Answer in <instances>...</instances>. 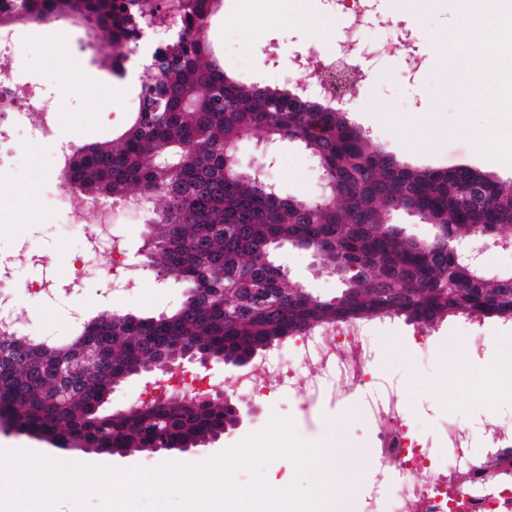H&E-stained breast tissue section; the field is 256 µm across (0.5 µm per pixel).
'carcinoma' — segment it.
Wrapping results in <instances>:
<instances>
[{
    "mask_svg": "<svg viewBox=\"0 0 512 512\" xmlns=\"http://www.w3.org/2000/svg\"><path fill=\"white\" fill-rule=\"evenodd\" d=\"M215 0H186L197 27L174 31L147 66L130 125L112 142L75 144L65 176L80 193L149 205L158 232L142 241L156 279L185 289L156 317L102 310L68 343L0 336V399L12 404L15 430L62 448H180L234 423L230 410L200 404H153L121 419L103 410L114 386L146 362L169 359L174 342L253 356L284 338L321 326L402 317L431 328L446 317L512 324V274L489 277L436 246L488 231L512 242V182L471 167L411 169L376 148L332 102L294 89L244 83L209 56L202 32ZM81 18L107 31L110 70L135 44L145 14L135 0H23L19 19ZM247 134L306 151L324 182L312 200L281 194L265 175L243 171L236 148ZM427 212L431 237L389 224L393 211ZM320 245L323 268L344 285L331 298L290 282L275 249ZM270 291L279 301L243 308L241 291ZM96 338L100 359L80 353ZM66 376L59 377V370Z\"/></svg>",
    "mask_w": 512,
    "mask_h": 512,
    "instance_id": "obj_1",
    "label": "carcinoma"
}]
</instances>
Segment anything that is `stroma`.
Returning <instances> with one entry per match:
<instances>
[{
	"mask_svg": "<svg viewBox=\"0 0 512 512\" xmlns=\"http://www.w3.org/2000/svg\"><path fill=\"white\" fill-rule=\"evenodd\" d=\"M395 27L409 30L412 46L420 53L443 37L453 55L470 50L457 26L452 0H427L423 6L409 10L400 8L397 0H377L360 35L367 54L357 60L358 66L373 73L375 80L359 90L356 107L346 113L349 122L402 165L443 169L467 166L511 180L512 158L502 155L500 148L512 143V102L502 101L493 111L486 100L476 99L468 109H461L457 98L445 94L427 71L408 74L402 55L383 52ZM205 37L225 71L243 81L269 86L273 78L256 65L266 46L277 45L284 57L310 51L327 59L336 52L334 45L309 27L298 0H220L205 25ZM109 51L104 33L80 19L42 27L39 34L21 45L31 82L52 101L60 116V130L71 141L109 142L130 122L136 83L113 79ZM463 122L482 131V146L457 134ZM41 150V145L33 141L16 142L7 165L0 170V254L11 256L22 249L34 257L32 263L13 268L7 288L14 296L45 271H52L61 281L77 271L72 258L56 250V240L65 231L61 213L40 194L19 202L8 191L14 172L31 173L34 156ZM265 174L286 195L311 199L322 191L309 158L291 144L284 146L275 166L266 169ZM274 258L292 282L314 295L328 298L342 288L336 275L321 269L307 251L286 245L275 251ZM140 277V288L130 295L109 297L106 282L94 276L80 300L46 303L31 297L37 311V326L31 330V337L61 343L74 334L77 320H88L105 307L156 316L179 302L180 289L158 287L152 270L141 269ZM371 326L378 337V370L396 382L418 426L433 430L453 422L476 423L479 412L472 405V397L477 393L483 394L485 404L500 407L503 416L512 417V408H506L503 395L481 389L464 358L444 354L449 341L470 343L469 318L456 316L440 321L429 329L423 348L414 339V326L404 319H376ZM248 405L250 412L238 425L183 452L132 448L112 454L91 448L70 450L1 426L0 448H34L62 461L107 463L121 469L151 468L164 462L197 463L260 431L275 415L291 419L297 435L307 442L332 434L348 448L368 445L365 415L361 404L353 399L337 403L321 399L305 413L274 381L266 397L249 399Z\"/></svg>",
	"mask_w": 512,
	"mask_h": 512,
	"instance_id": "35a3bbf8",
	"label": "stroma"
}]
</instances>
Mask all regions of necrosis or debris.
<instances>
[{"label":"necrosis or debris","instance_id":"1","mask_svg":"<svg viewBox=\"0 0 512 512\" xmlns=\"http://www.w3.org/2000/svg\"><path fill=\"white\" fill-rule=\"evenodd\" d=\"M15 2L0 0V157L11 154L13 135L20 131L45 147L42 165L52 171L65 164L70 144L59 136L58 113L24 81L17 46L25 32L10 19ZM336 2L345 13L346 33L334 58L325 64L306 61L300 53L288 59L289 67L306 66L308 85L331 101L340 92L329 75L348 67L370 8V0ZM74 193L73 186L57 185L53 201L65 210L69 227L83 224L90 214L96 219L97 231L81 249L84 271L95 270L99 260H106L113 288L125 290L134 280V266L121 226L130 216L146 220L147 206L135 200L87 199L74 207L70 204ZM373 346L369 331L355 323L297 336L288 341L287 362L260 361L249 373L225 381L224 387L259 397L272 371L302 409L318 396L337 401L355 391L373 428L370 463L378 481L390 486L391 512H512V421L488 408L474 425L450 423L439 431L420 428L396 384L375 372ZM476 432L487 450L488 463L469 459ZM438 441L448 450L447 462H438L432 453Z\"/></svg>","mask_w":512,"mask_h":512}]
</instances>
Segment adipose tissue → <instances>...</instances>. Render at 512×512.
I'll return each mask as SVG.
<instances>
[{"label": "adipose tissue", "instance_id": "ef3b65f1", "mask_svg": "<svg viewBox=\"0 0 512 512\" xmlns=\"http://www.w3.org/2000/svg\"><path fill=\"white\" fill-rule=\"evenodd\" d=\"M484 0H456L461 26L471 44L468 56L450 59L440 53L430 54L427 68L444 85L452 86L460 102L474 95L491 97L504 72L512 70V0H500V11L487 10ZM477 69L484 72L481 91L458 80L460 72Z\"/></svg>", "mask_w": 512, "mask_h": 512}]
</instances>
